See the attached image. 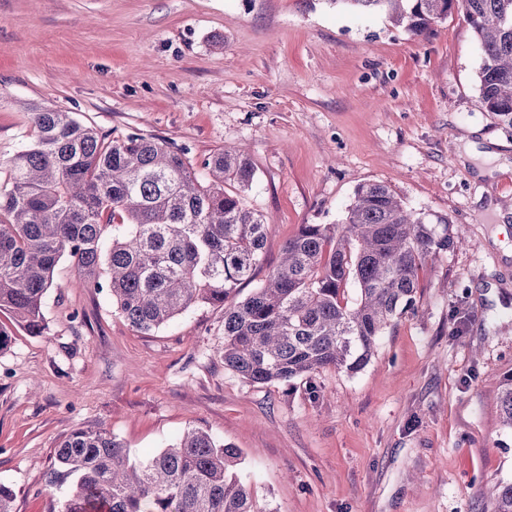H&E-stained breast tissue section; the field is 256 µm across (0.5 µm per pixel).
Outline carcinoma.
<instances>
[{"mask_svg":"<svg viewBox=\"0 0 512 512\" xmlns=\"http://www.w3.org/2000/svg\"><path fill=\"white\" fill-rule=\"evenodd\" d=\"M331 2L385 11L415 36L462 13L482 53L478 105L512 136V0ZM26 111L27 140L0 168V309L31 336L48 329L45 300L66 258L75 285L107 291L141 332L198 304L223 308L224 368L251 384L327 366L354 373L415 307L423 265L459 242L448 219L407 209L385 184H361L342 224L301 225L278 265L240 299L268 232L243 198L255 178L245 150L220 149L198 169L186 148L152 135L110 138L72 112ZM499 407L512 430V375ZM240 457L196 427L145 459L104 428L78 427L58 444L48 483L69 484L62 512H262L235 471ZM494 512H512V483L497 487Z\"/></svg>","mask_w":512,"mask_h":512,"instance_id":"carcinoma-1","label":"carcinoma"}]
</instances>
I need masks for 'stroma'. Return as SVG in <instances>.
I'll return each mask as SVG.
<instances>
[{
    "label": "stroma",
    "instance_id": "1",
    "mask_svg": "<svg viewBox=\"0 0 512 512\" xmlns=\"http://www.w3.org/2000/svg\"><path fill=\"white\" fill-rule=\"evenodd\" d=\"M480 47L457 12L415 36L331 0H0V163L24 103L118 137L246 146V204L269 224L263 280L303 224L341 223L356 187L388 185L469 243L428 260L416 310L359 372L254 385L224 367V311L194 306L152 334L61 261L48 331L0 330V482L14 512H61L47 474L76 426L137 458L188 427L241 452L263 512H491L512 482L498 396L512 374V137L480 110ZM506 161L477 177L464 145Z\"/></svg>",
    "mask_w": 512,
    "mask_h": 512
}]
</instances>
